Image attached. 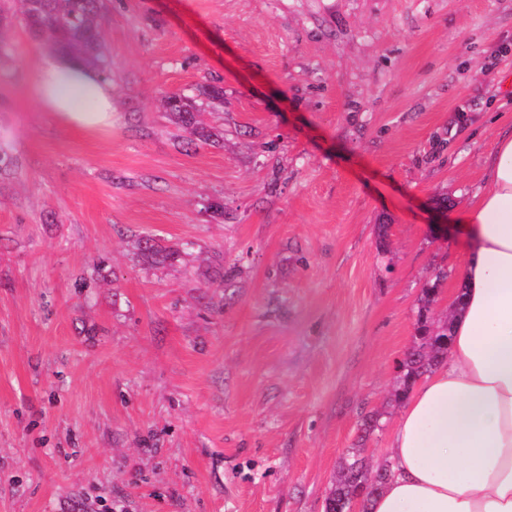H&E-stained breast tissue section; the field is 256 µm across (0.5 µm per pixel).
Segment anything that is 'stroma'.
<instances>
[{
  "mask_svg": "<svg viewBox=\"0 0 512 512\" xmlns=\"http://www.w3.org/2000/svg\"><path fill=\"white\" fill-rule=\"evenodd\" d=\"M11 15L0 512H323L463 286L444 222L512 130V0H107L95 136L39 111Z\"/></svg>",
  "mask_w": 512,
  "mask_h": 512,
  "instance_id": "1",
  "label": "stroma"
}]
</instances>
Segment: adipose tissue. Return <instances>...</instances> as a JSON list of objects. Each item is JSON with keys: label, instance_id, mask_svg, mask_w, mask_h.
I'll use <instances>...</instances> for the list:
<instances>
[{"label": "adipose tissue", "instance_id": "1", "mask_svg": "<svg viewBox=\"0 0 512 512\" xmlns=\"http://www.w3.org/2000/svg\"><path fill=\"white\" fill-rule=\"evenodd\" d=\"M31 94L62 127L112 125V86L83 62L42 57ZM488 189L456 212L466 241L463 305L448 356L411 390L384 457L392 475L368 512H512V131Z\"/></svg>", "mask_w": 512, "mask_h": 512}]
</instances>
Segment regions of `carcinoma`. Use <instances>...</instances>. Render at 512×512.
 Wrapping results in <instances>:
<instances>
[{
  "instance_id": "carcinoma-1",
  "label": "carcinoma",
  "mask_w": 512,
  "mask_h": 512,
  "mask_svg": "<svg viewBox=\"0 0 512 512\" xmlns=\"http://www.w3.org/2000/svg\"><path fill=\"white\" fill-rule=\"evenodd\" d=\"M105 10V0H22V20L29 32L102 75L108 72V59L100 40ZM166 104L182 123L193 122L181 97L170 96ZM449 335L450 323L446 320L424 323L417 344L408 353L403 387L395 394L397 401L404 400L415 381L447 357ZM390 475L388 465L372 471L361 450L351 449L340 464L334 489L325 501V512H343L354 499L368 500L382 489Z\"/></svg>"
}]
</instances>
